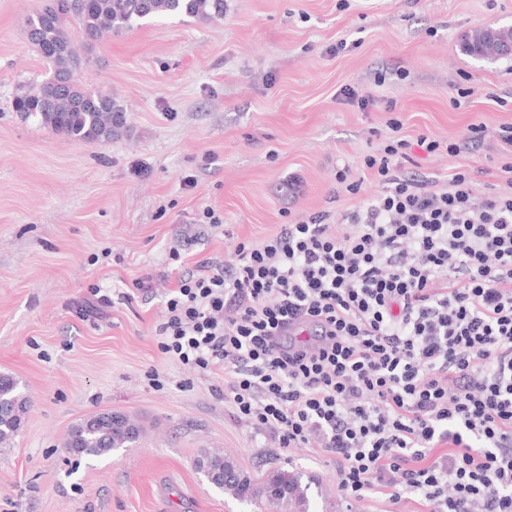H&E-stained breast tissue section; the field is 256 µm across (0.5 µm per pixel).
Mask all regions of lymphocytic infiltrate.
Masks as SVG:
<instances>
[{
  "mask_svg": "<svg viewBox=\"0 0 512 512\" xmlns=\"http://www.w3.org/2000/svg\"><path fill=\"white\" fill-rule=\"evenodd\" d=\"M414 145L461 151L389 138L364 160L381 191L346 214L350 234L317 213L179 276L159 347L223 372L234 415L279 449L334 455L349 499L399 502L398 473L427 512H512V161L479 201L465 169L407 176ZM294 319L315 342L284 333Z\"/></svg>",
  "mask_w": 512,
  "mask_h": 512,
  "instance_id": "obj_1",
  "label": "lymphocytic infiltrate"
}]
</instances>
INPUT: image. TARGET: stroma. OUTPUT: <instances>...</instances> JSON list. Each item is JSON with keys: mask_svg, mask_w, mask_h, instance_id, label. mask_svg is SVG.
<instances>
[{"mask_svg": "<svg viewBox=\"0 0 512 512\" xmlns=\"http://www.w3.org/2000/svg\"><path fill=\"white\" fill-rule=\"evenodd\" d=\"M40 3L0 0V374L30 399L0 444V512H253L198 473L203 448L257 476L313 478L309 512H424L409 493L346 499L332 455L278 450L215 395L223 374L164 354L156 329L177 280L171 250L195 272L320 212L345 235L344 215L379 190L364 159L391 120L414 144L410 172L442 181L460 166L475 197L500 189L512 57H471L462 40L512 25V0H227L219 21L143 22L96 42L76 74L126 109L122 136L91 143L12 108L19 83L48 74L24 33ZM473 123L483 137L457 157L415 145L462 141ZM342 170L362 179L358 194L338 191ZM107 410L143 436L106 459L70 455L72 425Z\"/></svg>", "mask_w": 512, "mask_h": 512, "instance_id": "35a3bbf8", "label": "stroma"}]
</instances>
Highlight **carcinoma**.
<instances>
[{"label":"carcinoma","instance_id":"cac0c4a2","mask_svg":"<svg viewBox=\"0 0 512 512\" xmlns=\"http://www.w3.org/2000/svg\"><path fill=\"white\" fill-rule=\"evenodd\" d=\"M61 7L43 4L27 19L29 43L46 61L49 74L67 81L51 95L50 80L25 85L12 107L22 118H34L76 142L109 141L125 129V107L110 94L89 91L75 77L80 65L79 48L68 31L73 22L82 31L83 46L103 37L128 31L140 22L164 16L196 21L224 17L226 0H60ZM512 45V26L483 28L464 40V50L488 60L507 58ZM30 409V399L13 376L0 374V442L20 430ZM141 424L119 412L88 417L69 430L63 447L78 458L97 459L126 448L143 434ZM197 470L212 486L242 503L264 502L273 512H308L310 484L302 475L274 468L255 477L224 451L207 449L196 460Z\"/></svg>","mask_w":512,"mask_h":512}]
</instances>
